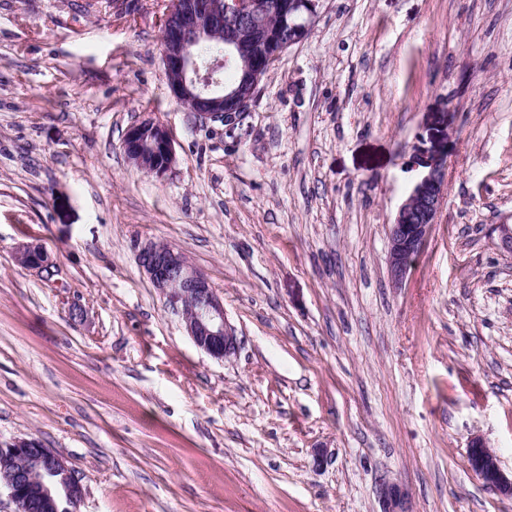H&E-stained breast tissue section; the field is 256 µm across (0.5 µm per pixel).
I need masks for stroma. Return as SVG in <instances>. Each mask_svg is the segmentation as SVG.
I'll return each mask as SVG.
<instances>
[{"mask_svg": "<svg viewBox=\"0 0 512 512\" xmlns=\"http://www.w3.org/2000/svg\"><path fill=\"white\" fill-rule=\"evenodd\" d=\"M166 8L0 0V443L65 458L80 512H380L384 478L410 512H512L467 463L478 436L512 471V0H320L231 129L171 96ZM147 115L161 179L123 149ZM436 155L396 287L388 226ZM147 239L206 275L236 355L187 336ZM124 150L129 161L149 175L163 178L175 160L174 139L169 128L157 119L146 116L132 124L124 137ZM162 163L159 164V160ZM446 185V163L436 158L399 207L393 224H389L387 264L395 286L402 284L424 251L437 222ZM16 262L24 267L50 269L54 262L46 248L38 242L25 243L15 251Z\"/></svg>", "mask_w": 512, "mask_h": 512, "instance_id": "stroma-1", "label": "stroma"}]
</instances>
